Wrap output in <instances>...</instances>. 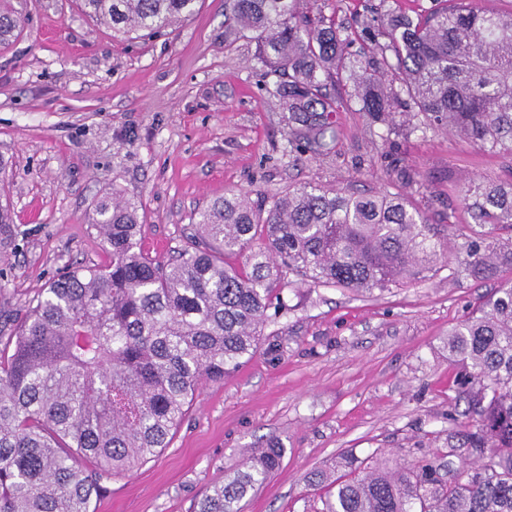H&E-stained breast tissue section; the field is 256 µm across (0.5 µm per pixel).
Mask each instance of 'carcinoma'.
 Returning <instances> with one entry per match:
<instances>
[{
	"label": "carcinoma",
	"instance_id": "1",
	"mask_svg": "<svg viewBox=\"0 0 512 512\" xmlns=\"http://www.w3.org/2000/svg\"><path fill=\"white\" fill-rule=\"evenodd\" d=\"M200 0H80L93 21L127 37L160 34ZM298 0H224V42L249 37L276 77L288 144L315 155L338 137L349 103L384 121L404 107L410 132L444 125L512 153V12L439 0L412 19L382 0L354 38ZM22 12L0 9V43ZM460 205L477 228L452 243L407 193L300 187L271 201L239 189L198 212L197 235L167 262L138 244L144 209L117 191L89 219L108 261L65 272L39 291L12 336H0V512H92L105 476L169 446L200 381L250 359L282 269L317 285L369 294L424 280L454 251L475 280L512 269V182L473 180ZM244 257L243 267L226 263ZM465 371L468 421L448 433V462L369 465L353 454L322 479L320 512H512V284L448 331ZM280 447L253 456L198 512H240L280 466ZM93 463L88 468L85 463Z\"/></svg>",
	"mask_w": 512,
	"mask_h": 512
}]
</instances>
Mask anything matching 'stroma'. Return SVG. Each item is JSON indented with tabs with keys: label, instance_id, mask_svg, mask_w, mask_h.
Instances as JSON below:
<instances>
[{
	"label": "stroma",
	"instance_id": "1",
	"mask_svg": "<svg viewBox=\"0 0 512 512\" xmlns=\"http://www.w3.org/2000/svg\"><path fill=\"white\" fill-rule=\"evenodd\" d=\"M380 0H300L353 30ZM274 79L254 42L224 46V0L165 32L114 37L78 0H27L22 32L0 45V157L14 212L0 246V332L67 268L107 255L88 222L111 189L140 199V248L164 261L187 246L198 212L229 189L268 198L301 186L379 193L406 170L409 198L433 224H465L462 188L512 179V154H490L448 128L408 133L356 106L336 114L331 154L290 150ZM512 281H476L456 264L425 281L357 293L285 274L257 352L221 381L202 382L168 448L100 482L94 512H197L215 484L277 443L280 468L242 512H316L314 474L341 453L408 465L445 462L467 407L448 332Z\"/></svg>",
	"mask_w": 512,
	"mask_h": 512
}]
</instances>
